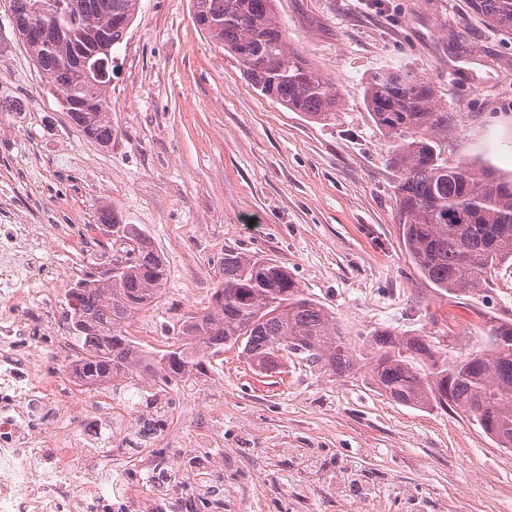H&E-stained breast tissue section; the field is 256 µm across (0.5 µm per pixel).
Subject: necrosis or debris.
Segmentation results:
<instances>
[{
	"label": "necrosis or debris",
	"mask_w": 512,
	"mask_h": 512,
	"mask_svg": "<svg viewBox=\"0 0 512 512\" xmlns=\"http://www.w3.org/2000/svg\"><path fill=\"white\" fill-rule=\"evenodd\" d=\"M69 234L66 224H0V512H112L91 467L120 438L112 402L70 370L82 274L53 269L44 250Z\"/></svg>",
	"instance_id": "obj_1"
}]
</instances>
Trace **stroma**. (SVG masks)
I'll list each match as a JSON object with an SVG mask.
<instances>
[{"label": "stroma", "instance_id": "1", "mask_svg": "<svg viewBox=\"0 0 512 512\" xmlns=\"http://www.w3.org/2000/svg\"><path fill=\"white\" fill-rule=\"evenodd\" d=\"M288 36L341 97L317 123L263 97L193 21V0H140L112 51V147L87 140L45 87L0 0V202L75 262L100 213L139 226L168 269L160 302L129 322L166 343L211 304L225 253L273 260L330 309L355 364L334 377L288 356L255 371L239 349L216 386L180 383L157 440L176 438L194 488L181 512H512V449L464 417L392 402L371 379L375 329L420 336L448 359L512 323V266L443 294L416 269L397 222L388 139L364 100L374 73L404 68L454 112L445 158L512 172V36L466 0H276ZM194 288L186 296V288ZM173 468L98 469L105 497L175 482Z\"/></svg>", "mask_w": 512, "mask_h": 512}]
</instances>
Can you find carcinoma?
Here are the masks:
<instances>
[{"instance_id": "obj_1", "label": "carcinoma", "mask_w": 512, "mask_h": 512, "mask_svg": "<svg viewBox=\"0 0 512 512\" xmlns=\"http://www.w3.org/2000/svg\"><path fill=\"white\" fill-rule=\"evenodd\" d=\"M15 21L41 82L62 94L63 110L83 135L112 148L108 117L110 83L89 82L79 65L84 38L101 31L111 46L123 42L138 0H82L77 16L56 0H10ZM200 30L240 62L253 88L316 122L335 118L340 97L292 45L275 0H194ZM470 10L493 29L512 35V0H468ZM367 109L390 139V162L402 240L417 270L435 287L468 292L512 262V177L477 173L442 158L452 113L434 88L410 71L372 75L364 88ZM129 257L112 279L72 297L82 341L80 370L91 384L116 377L168 387L206 372L207 362L239 347L253 365L273 369L287 355L334 376L352 370V356L331 311L309 297L274 261L224 254L212 309L180 325L166 348L145 352L128 335L127 322L149 308L167 283L163 259L135 224L103 212ZM379 357L371 373L378 388L401 405L461 412L501 448H512V324L490 329L485 348L448 362L419 336L374 333Z\"/></svg>"}]
</instances>
